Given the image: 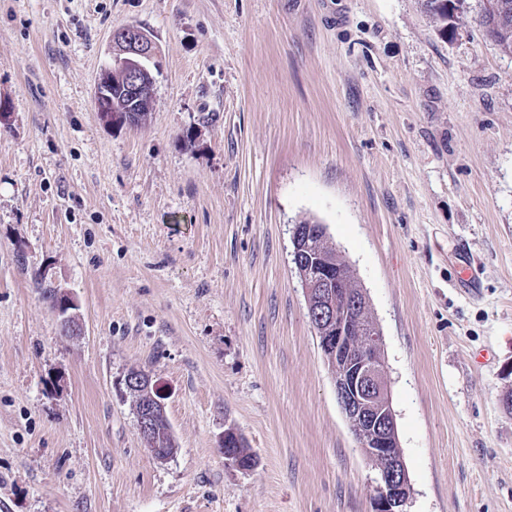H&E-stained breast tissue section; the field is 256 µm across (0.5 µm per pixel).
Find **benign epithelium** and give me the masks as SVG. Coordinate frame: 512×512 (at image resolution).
<instances>
[{"label": "benign epithelium", "instance_id": "7a95c632", "mask_svg": "<svg viewBox=\"0 0 512 512\" xmlns=\"http://www.w3.org/2000/svg\"><path fill=\"white\" fill-rule=\"evenodd\" d=\"M152 54L151 40L142 33L112 55V68L128 76L127 91L137 112L153 110L154 76L144 64ZM307 233L305 225H294L292 263L304 289L310 322L321 331L330 358L337 400L362 452L377 463L375 512H406L411 487L402 455L392 450L390 435L396 431V420L387 387L383 335L374 326L352 338L358 298L343 280L331 278L325 253L318 254L320 268L303 261L301 241L308 240ZM123 386L135 400L139 434L147 447L155 446L166 419L161 387L142 371L129 372Z\"/></svg>", "mask_w": 512, "mask_h": 512}]
</instances>
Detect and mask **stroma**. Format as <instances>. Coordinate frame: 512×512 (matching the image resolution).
<instances>
[{"instance_id":"35a3bbf8","label":"stroma","mask_w":512,"mask_h":512,"mask_svg":"<svg viewBox=\"0 0 512 512\" xmlns=\"http://www.w3.org/2000/svg\"><path fill=\"white\" fill-rule=\"evenodd\" d=\"M478 12L445 37L422 0H0V512H374L292 263L305 219L383 334L406 512H512V55ZM124 24L154 104L110 127ZM132 369L167 393V460ZM125 393L132 396L136 405V418L139 434L148 448L154 447L161 432L162 422L166 419L165 395L152 377L142 371H131L123 379ZM158 448H175V439L171 431L161 435ZM153 450L154 448H150Z\"/></svg>"}]
</instances>
